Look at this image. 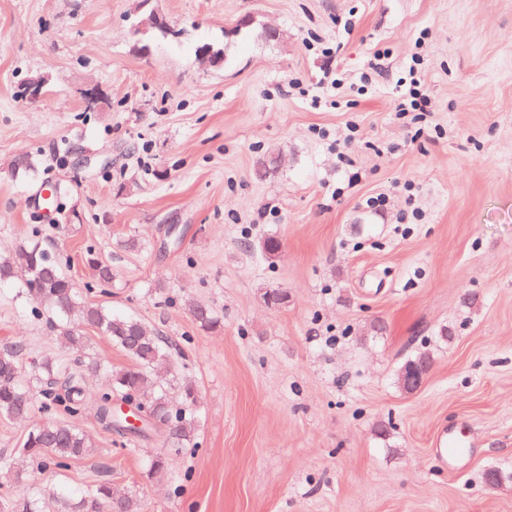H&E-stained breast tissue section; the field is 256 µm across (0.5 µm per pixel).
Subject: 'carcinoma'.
Masks as SVG:
<instances>
[{
	"label": "carcinoma",
	"mask_w": 512,
	"mask_h": 512,
	"mask_svg": "<svg viewBox=\"0 0 512 512\" xmlns=\"http://www.w3.org/2000/svg\"><path fill=\"white\" fill-rule=\"evenodd\" d=\"M84 259L93 271L95 284L112 283L111 265L90 250ZM18 267L26 273L21 295L29 304L31 315L45 320L61 343L84 353V359L77 369L46 359L31 373L36 384H56L60 392L42 403L44 419L26 432L18 450L20 461L4 463V467L13 469V479L23 478L27 464L40 469H62L69 461L89 453L92 444L78 425L84 411V381L89 375L103 377L97 398L99 418L109 424L120 423V405L136 401L155 417L171 447H188L196 429L198 395L195 387L185 383L180 386L178 400L169 397L167 381L160 373H171L173 359L170 346L162 337L134 317L115 314L103 305L79 303L58 255L46 247L38 230L17 247L13 256L0 259V281L14 278ZM83 326L93 327L111 339L131 360V365L114 368L87 353ZM21 351L20 345L0 351V416L4 418H22L33 408V388L22 376ZM47 497L52 499L54 512H142L143 508L135 494L118 492L112 483L99 482L80 493L59 485L45 496L6 501L3 509L43 512Z\"/></svg>",
	"instance_id": "obj_1"
}]
</instances>
